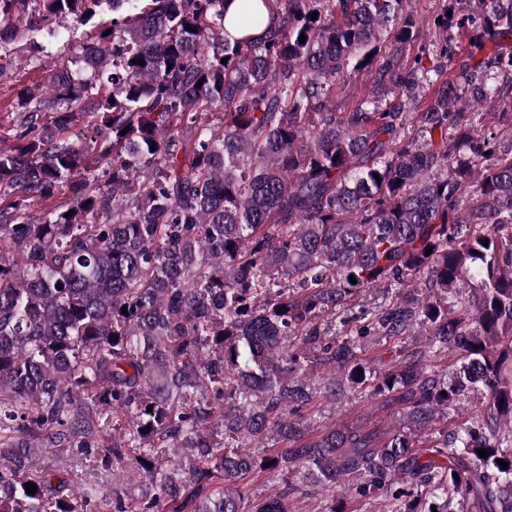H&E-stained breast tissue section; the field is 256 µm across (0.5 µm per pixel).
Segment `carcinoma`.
I'll use <instances>...</instances> for the list:
<instances>
[{"mask_svg":"<svg viewBox=\"0 0 512 512\" xmlns=\"http://www.w3.org/2000/svg\"><path fill=\"white\" fill-rule=\"evenodd\" d=\"M440 2L428 40L402 0H268L279 26L230 41L224 0H0V44L20 12L40 32L112 7L90 74L25 87L0 150V512H292L299 470L333 493L352 475L386 512H512V0ZM241 21L263 23L254 0ZM360 71L372 95L336 111ZM487 117L506 132L481 133ZM381 285L392 302L328 331ZM416 327L460 356L455 375L418 351L360 358ZM310 358L333 389L340 373L399 394L419 428L470 393L481 410L424 441L311 438ZM41 448L125 477L81 487Z\"/></svg>","mask_w":512,"mask_h":512,"instance_id":"obj_1","label":"carcinoma"}]
</instances>
